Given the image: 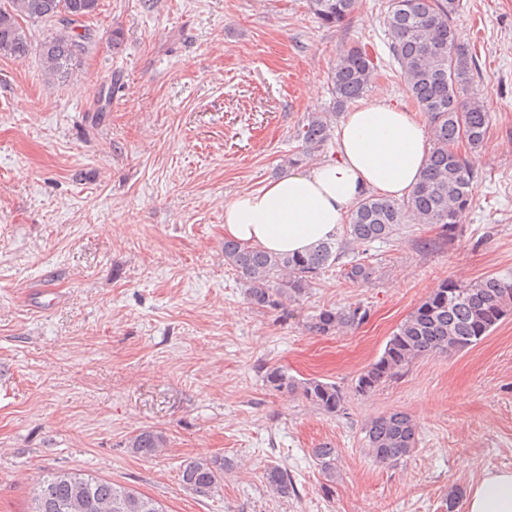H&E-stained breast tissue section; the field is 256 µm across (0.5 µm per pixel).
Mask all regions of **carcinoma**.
<instances>
[{"label":"carcinoma","mask_w":512,"mask_h":512,"mask_svg":"<svg viewBox=\"0 0 512 512\" xmlns=\"http://www.w3.org/2000/svg\"><path fill=\"white\" fill-rule=\"evenodd\" d=\"M358 0H308L311 12L327 26L347 23ZM99 0H7L0 6V55L25 57L38 53L50 86L67 78L78 59L93 49L90 30L76 32L94 15ZM460 0H389L386 25L390 51L399 66L408 97L426 117L432 141L425 166L410 196L395 199L368 193L352 207L343 238L319 242L302 254H276L238 241L224 240V262L246 285L250 303L278 308L306 297L314 280L344 255L350 244L389 240L399 234L406 218L436 225L443 239L453 240L473 199L477 173L461 148L479 150L485 141L490 113L474 91L478 74L475 57L457 43L452 22ZM51 23V32L32 45L25 25ZM378 64L362 46L340 51L331 70L333 106L314 113L297 131L304 153L324 151L334 135L336 114L362 99L375 78ZM374 269L354 259L343 276L352 283L370 280ZM512 310V276H486L470 282L446 281L406 317L387 341L384 351L356 378L353 392L364 396L396 377L414 360L435 353L468 349L489 335ZM364 318L361 309L349 312L322 309L311 316L309 329L333 334ZM274 391L298 392L328 414L344 408L346 395L334 383L297 380L279 368L264 375ZM368 453L381 464L409 456L418 442L412 416L394 410L373 419L366 429ZM166 445L163 433L145 429L128 447L148 457ZM313 456L324 477L336 473V449L315 448ZM226 466L223 459L193 458L180 468L181 482L202 494L220 488ZM270 491L286 498L294 490L288 471L278 465L266 470ZM30 512H163L158 503L128 487L92 475L48 471L35 481Z\"/></svg>","instance_id":"carcinoma-1"}]
</instances>
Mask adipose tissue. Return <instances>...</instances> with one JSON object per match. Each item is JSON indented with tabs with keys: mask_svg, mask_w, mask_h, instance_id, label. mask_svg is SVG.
<instances>
[{
	"mask_svg": "<svg viewBox=\"0 0 512 512\" xmlns=\"http://www.w3.org/2000/svg\"><path fill=\"white\" fill-rule=\"evenodd\" d=\"M335 159L267 181L224 204V235L276 253L303 252L333 238L367 191L407 197L429 144L422 123L396 102L347 112ZM466 512H512V468L485 471L465 496Z\"/></svg>",
	"mask_w": 512,
	"mask_h": 512,
	"instance_id": "adipose-tissue-1",
	"label": "adipose tissue"
}]
</instances>
